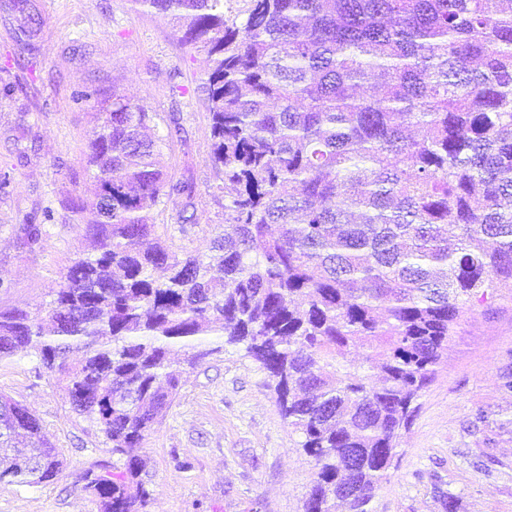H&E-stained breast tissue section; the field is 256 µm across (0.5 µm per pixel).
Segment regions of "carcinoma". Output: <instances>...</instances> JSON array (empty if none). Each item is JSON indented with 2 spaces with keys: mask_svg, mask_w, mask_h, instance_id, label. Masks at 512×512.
Instances as JSON below:
<instances>
[{
  "mask_svg": "<svg viewBox=\"0 0 512 512\" xmlns=\"http://www.w3.org/2000/svg\"><path fill=\"white\" fill-rule=\"evenodd\" d=\"M207 56L208 159L224 223L201 251L155 242L153 211L192 199L168 178L159 119L123 95L97 103L87 146L93 252L31 315L0 310V361L24 350L123 466L87 469L99 512H145L138 453L183 367L240 346L274 383L314 464L303 512H372L401 430L455 327L489 289L512 295V0H131ZM27 51L46 24L4 0ZM42 223L24 224L40 247ZM364 364L351 376L353 350ZM63 461L29 410L0 414V481L48 483Z\"/></svg>",
  "mask_w": 512,
  "mask_h": 512,
  "instance_id": "obj_1",
  "label": "carcinoma"
}]
</instances>
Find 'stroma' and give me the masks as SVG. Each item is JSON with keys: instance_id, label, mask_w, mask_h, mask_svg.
<instances>
[{"instance_id": "obj_1", "label": "stroma", "mask_w": 512, "mask_h": 512, "mask_svg": "<svg viewBox=\"0 0 512 512\" xmlns=\"http://www.w3.org/2000/svg\"><path fill=\"white\" fill-rule=\"evenodd\" d=\"M46 24L38 49L20 53L0 19V308L37 313L79 253L90 213L68 210L90 188L84 151L94 103L113 93L148 111L184 118L185 142L163 149L173 178L191 174L195 246L224 221V194L208 161L205 102L194 92L202 55L179 41L169 18L132 10L129 0H37ZM39 139L18 161L25 127ZM53 209L40 249L19 227ZM512 297L487 295L459 322L433 381L403 430L380 483L376 512H512ZM0 393L26 406L58 448L62 473L35 487L0 482V512H97L78 480L112 453L72 414L35 357L0 362ZM283 416L265 371L229 346L186 370L179 398L144 444L147 512H300L314 469Z\"/></svg>"}]
</instances>
